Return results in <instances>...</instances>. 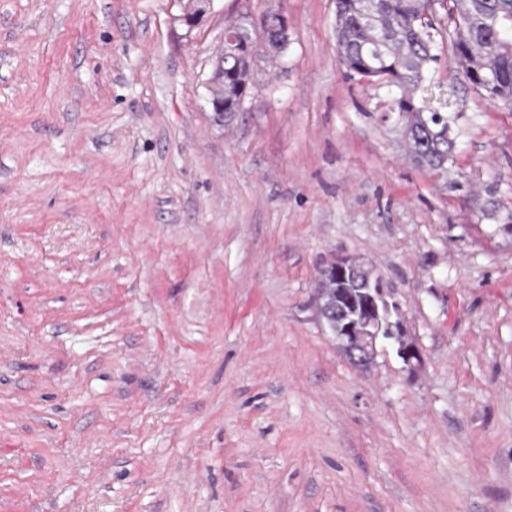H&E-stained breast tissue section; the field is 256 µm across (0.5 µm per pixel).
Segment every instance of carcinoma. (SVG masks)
<instances>
[{
	"instance_id": "1",
	"label": "carcinoma",
	"mask_w": 512,
	"mask_h": 512,
	"mask_svg": "<svg viewBox=\"0 0 512 512\" xmlns=\"http://www.w3.org/2000/svg\"><path fill=\"white\" fill-rule=\"evenodd\" d=\"M251 28L244 19L224 29V56H216L206 86L218 122V104L237 112L253 87L252 61L277 60ZM440 32L447 38L437 42ZM335 35L347 70L392 88L382 120L399 126L405 153L420 168L446 175L455 151V117L444 112L445 101L431 106L425 90L442 53L491 103L512 110V0H336Z\"/></svg>"
}]
</instances>
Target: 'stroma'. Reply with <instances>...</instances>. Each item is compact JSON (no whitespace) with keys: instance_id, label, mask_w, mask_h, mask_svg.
<instances>
[{"instance_id":"stroma-1","label":"stroma","mask_w":512,"mask_h":512,"mask_svg":"<svg viewBox=\"0 0 512 512\" xmlns=\"http://www.w3.org/2000/svg\"><path fill=\"white\" fill-rule=\"evenodd\" d=\"M281 7L239 112L224 28ZM0 0V512H512V111L442 56L418 168L336 0ZM366 259L421 362L317 304ZM276 12L284 19V28L282 31H279L277 28H271L267 26L264 22L263 23H255V27L259 30L260 38L262 40H266L268 38V31H272L274 33V40L279 41V44L282 46L280 50H273L275 53H277L279 56L280 54L287 48L288 46V17L281 11L280 9H276ZM278 15H271L268 11L262 14V19L265 22H269L270 25L276 26L278 28L282 27L283 19ZM282 37H284V40H282Z\"/></svg>"}]
</instances>
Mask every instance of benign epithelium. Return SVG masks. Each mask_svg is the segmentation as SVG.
<instances>
[{
    "mask_svg": "<svg viewBox=\"0 0 512 512\" xmlns=\"http://www.w3.org/2000/svg\"><path fill=\"white\" fill-rule=\"evenodd\" d=\"M324 275L336 281L329 307H319L338 348L354 364L368 366L379 339H393L407 364L420 362L416 346L405 339L399 307L388 300L381 282H372L364 264L352 256H338L323 267Z\"/></svg>",
    "mask_w": 512,
    "mask_h": 512,
    "instance_id": "obj_1",
    "label": "benign epithelium"
}]
</instances>
